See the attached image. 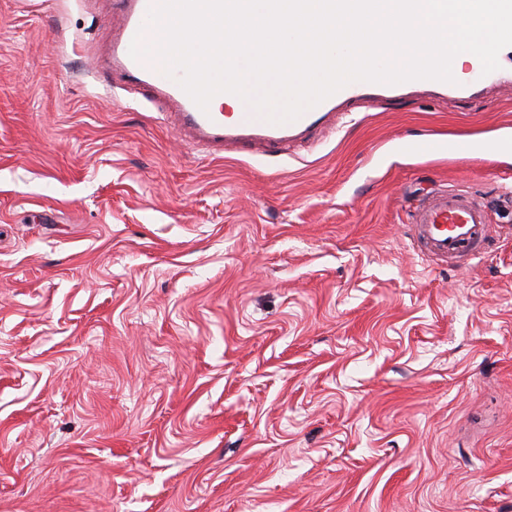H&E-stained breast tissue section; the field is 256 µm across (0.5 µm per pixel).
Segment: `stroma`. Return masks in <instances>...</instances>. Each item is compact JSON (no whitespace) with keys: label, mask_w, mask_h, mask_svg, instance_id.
<instances>
[{"label":"stroma","mask_w":512,"mask_h":512,"mask_svg":"<svg viewBox=\"0 0 512 512\" xmlns=\"http://www.w3.org/2000/svg\"><path fill=\"white\" fill-rule=\"evenodd\" d=\"M115 0H0V512H512V215L422 257L436 183L512 192L496 74L184 141L107 62Z\"/></svg>","instance_id":"stroma-1"}]
</instances>
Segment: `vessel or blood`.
I'll use <instances>...</instances> for the list:
<instances>
[{
    "mask_svg": "<svg viewBox=\"0 0 512 512\" xmlns=\"http://www.w3.org/2000/svg\"><path fill=\"white\" fill-rule=\"evenodd\" d=\"M122 3L123 33L121 40L112 47L113 65L119 67L128 88L140 87L176 103L181 109L179 120L193 133V143L197 146L214 151L223 150L227 145L252 147L262 155L275 153L292 138L321 129L333 115L337 99H358L370 88L379 95L392 90L388 84L370 86L353 82L297 120L281 124L268 122L254 112H205L149 59L138 61L130 56V45L146 21L152 0H122ZM410 230L424 255L443 261L485 254L491 237L486 203L469 192L443 186L434 189L414 208Z\"/></svg>",
    "mask_w": 512,
    "mask_h": 512,
    "instance_id": "1",
    "label": "vessel or blood"
}]
</instances>
